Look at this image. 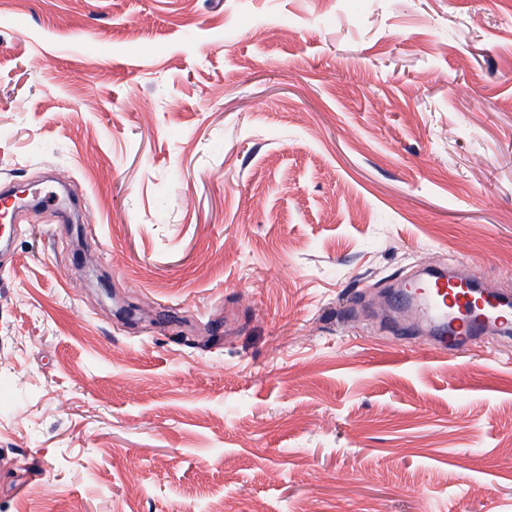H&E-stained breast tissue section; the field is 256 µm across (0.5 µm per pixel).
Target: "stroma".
Wrapping results in <instances>:
<instances>
[{"instance_id": "35a3bbf8", "label": "stroma", "mask_w": 512, "mask_h": 512, "mask_svg": "<svg viewBox=\"0 0 512 512\" xmlns=\"http://www.w3.org/2000/svg\"><path fill=\"white\" fill-rule=\"evenodd\" d=\"M21 184L0 512H512V329L393 303L512 295V0H0ZM423 288L425 289L422 290L421 296L428 298L424 304V310L431 316L446 317L448 310L467 311L469 305L478 307L477 301L473 303L472 294L467 289L456 281L447 279L446 276L434 277V280L428 282ZM483 327L478 317L466 313L448 328L447 336H442V339L448 343V349H451L478 337L477 335Z\"/></svg>"}]
</instances>
